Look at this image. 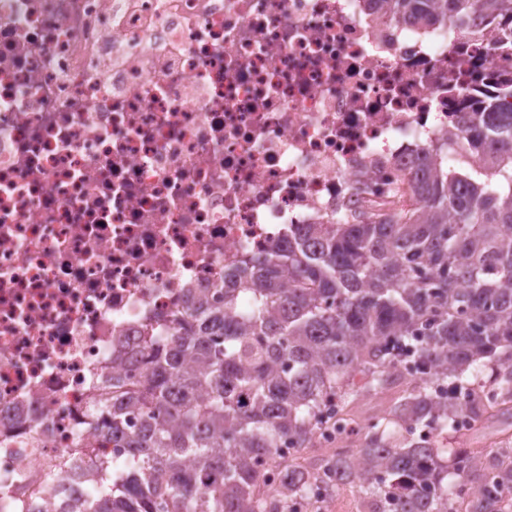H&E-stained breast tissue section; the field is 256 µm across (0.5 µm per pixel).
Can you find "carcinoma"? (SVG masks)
I'll use <instances>...</instances> for the list:
<instances>
[{"mask_svg":"<svg viewBox=\"0 0 512 512\" xmlns=\"http://www.w3.org/2000/svg\"><path fill=\"white\" fill-rule=\"evenodd\" d=\"M386 2L460 39L490 17L493 45L512 47V0ZM475 75L496 97H470L446 138L470 140L471 165L448 168L441 148L417 158L390 183L388 209L296 225L288 242L246 257L221 299L193 300L165 336L147 331L129 388L105 384L91 401L125 456L80 448L68 463L100 472L84 512H290L327 482L355 484L365 512H448L454 501L512 512V464L501 461L512 448H442L403 429H456L457 405L432 385L450 398L479 387L466 381L475 365L512 395V75ZM400 356L417 378L387 419L394 432L376 421L364 447L267 483L261 464L281 443L309 447L322 407L394 383ZM132 412L143 422L130 431Z\"/></svg>","mask_w":512,"mask_h":512,"instance_id":"obj_1","label":"carcinoma"}]
</instances>
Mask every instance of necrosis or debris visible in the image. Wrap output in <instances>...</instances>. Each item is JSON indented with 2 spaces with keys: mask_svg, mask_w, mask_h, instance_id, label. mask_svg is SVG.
<instances>
[{
  "mask_svg": "<svg viewBox=\"0 0 512 512\" xmlns=\"http://www.w3.org/2000/svg\"><path fill=\"white\" fill-rule=\"evenodd\" d=\"M494 29L383 0H0V512H54L147 326L443 141Z\"/></svg>",
  "mask_w": 512,
  "mask_h": 512,
  "instance_id": "1",
  "label": "necrosis or debris"
}]
</instances>
